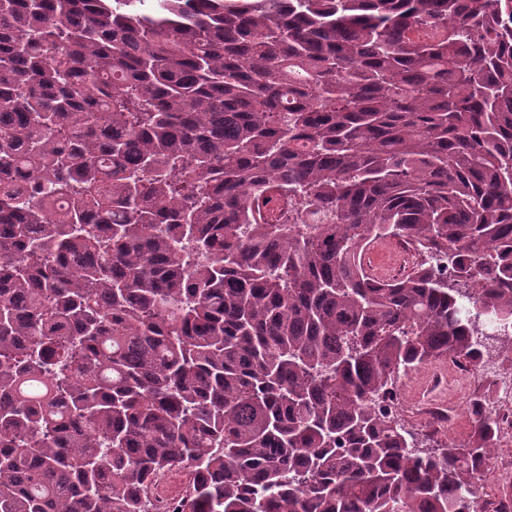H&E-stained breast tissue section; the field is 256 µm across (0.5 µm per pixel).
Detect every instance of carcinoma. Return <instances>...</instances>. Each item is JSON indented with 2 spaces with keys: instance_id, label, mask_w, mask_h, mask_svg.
Wrapping results in <instances>:
<instances>
[{
  "instance_id": "carcinoma-1",
  "label": "carcinoma",
  "mask_w": 512,
  "mask_h": 512,
  "mask_svg": "<svg viewBox=\"0 0 512 512\" xmlns=\"http://www.w3.org/2000/svg\"><path fill=\"white\" fill-rule=\"evenodd\" d=\"M510 323L512 0H0V512H478ZM376 258H382L383 261L378 263L375 261ZM364 263L370 268L368 270L379 279H391L392 277L399 275L407 266V262L404 261L402 262L403 264L395 269V260L385 252H381L373 259L366 258L364 255ZM450 360L430 361L412 369L401 376L398 383L404 387V401L407 411L399 418L404 427L413 432L420 441L424 451H434L450 442L456 444L467 442L471 436L472 424L468 413L469 399L482 394L486 384L481 381L473 383L466 392L451 383L449 378L453 372ZM448 375L446 384L439 385L434 376ZM427 397L441 398L448 405V424H432L426 417L418 413L414 406ZM169 475L170 472L162 474L152 485L149 491V498L151 502L150 512H171L173 510L171 508L172 502L181 497L183 493V486L179 494H174L168 491Z\"/></svg>"
}]
</instances>
